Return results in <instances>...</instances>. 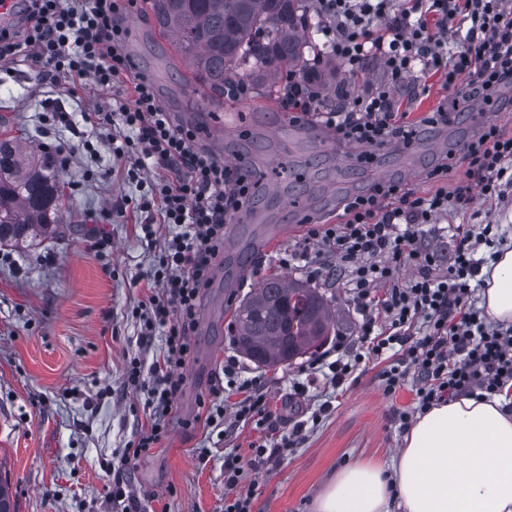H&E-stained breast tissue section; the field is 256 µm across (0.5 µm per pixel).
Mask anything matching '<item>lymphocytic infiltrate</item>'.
I'll use <instances>...</instances> for the list:
<instances>
[{
    "instance_id": "lymphocytic-infiltrate-1",
    "label": "lymphocytic infiltrate",
    "mask_w": 512,
    "mask_h": 512,
    "mask_svg": "<svg viewBox=\"0 0 512 512\" xmlns=\"http://www.w3.org/2000/svg\"><path fill=\"white\" fill-rule=\"evenodd\" d=\"M15 16L0 24V60L32 48V56L51 78L90 81L112 93L109 109L93 117L104 128L113 156L128 160L127 177L148 182L137 204L147 243L159 253L146 275L151 295L132 316L137 340L147 347L157 329L165 346L144 365L132 360L128 386L146 390L142 411L147 427L125 448L108 498L117 512H139L130 490L128 463L155 447L168 431V417L182 388L181 368L191 354L198 306L224 250V226L254 197L253 176L219 158L200 140L199 127L180 121L160 102L150 79L137 72L126 49L123 17L138 0H17ZM328 47L327 56L352 77L367 62H380L384 77L349 86L340 103L326 105L315 75L288 77L281 105L289 120L317 124L338 143L358 146L364 161L371 148L393 141L410 143L420 127L454 122L464 104L492 103L512 87V0H311ZM438 74L454 93L451 105L420 119L402 110L400 93L411 81ZM467 174L484 199L505 201L512 187V135L494 124H480L462 148ZM473 185V186H474ZM471 188V187H470ZM470 188H438L422 194L402 182H380L346 201L333 224H312L306 240L321 242L330 261L318 268L299 248L279 257L280 265H303L309 278L341 277L359 317L354 336L337 337L303 368L295 394H307L320 380L340 388L362 359L380 360L385 395L407 375L418 381L415 413L462 395L486 396L512 385V325L487 322L472 305L471 283L484 259L479 247L502 243L494 224L451 226L453 253L440 270L424 240L437 233L441 217L467 209ZM414 268L405 276V268ZM239 393L233 410L214 402L205 415L210 428L228 420L273 425L261 383L243 377L229 360L215 378L211 396Z\"/></svg>"
}]
</instances>
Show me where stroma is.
<instances>
[{"mask_svg": "<svg viewBox=\"0 0 512 512\" xmlns=\"http://www.w3.org/2000/svg\"><path fill=\"white\" fill-rule=\"evenodd\" d=\"M127 52L147 75L162 104L200 127L203 138L227 128L212 151L236 164L235 151L254 145L247 167L262 174L252 204L232 218L218 258L226 279L202 293L193 353L182 373L181 392L170 414V432L156 448L130 465L131 484L142 512H224V457L238 455L244 485L252 487V512H313L322 485L345 466L381 463L402 446L401 414L415 406L416 383L406 379L385 396L378 361L361 364L356 381L343 390L294 395L293 379L309 357L286 367L240 364L261 378L274 430L237 424L227 436L207 433L201 419L210 405V384L236 355L232 313L243 295L265 276L297 277V270L272 261L278 248L303 239L294 208L304 201L316 219L333 220L345 200L369 189L374 179L401 181L434 190L425 174L438 161L459 153L471 138L472 121L421 128L411 144L376 149L372 164L341 156L335 139L310 138L293 124L279 99L256 94L212 104L201 93L171 37L160 35L150 0H140L124 22ZM105 93L89 88H57L41 66L0 61V134L29 149L57 145L62 210L55 237L28 247L0 245V476L16 496V512H112L106 463H118L127 443L145 422L143 394L127 388V360L151 363L163 345L156 335L149 348L137 342L130 312L147 295L143 281L157 251L140 236L142 217L132 206L142 187L128 182L123 163L107 148L87 152L83 137L97 131L84 113L106 104ZM69 113L79 128L70 133L52 114ZM464 224L493 222L501 236L512 235V201L494 204L474 198L457 216ZM289 227L278 246H265L268 227ZM103 237L95 245V237ZM260 244L246 266L236 263L249 241ZM317 288L332 296L335 332H357L354 303L344 282L320 279ZM328 412H321L323 403ZM306 426L304 437L262 465H254L250 445L260 436L279 440L291 422Z\"/></svg>", "mask_w": 512, "mask_h": 512, "instance_id": "1", "label": "stroma"}]
</instances>
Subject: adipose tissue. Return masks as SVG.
I'll return each mask as SVG.
<instances>
[{
	"label": "adipose tissue",
	"instance_id": "1",
	"mask_svg": "<svg viewBox=\"0 0 512 512\" xmlns=\"http://www.w3.org/2000/svg\"><path fill=\"white\" fill-rule=\"evenodd\" d=\"M481 306L512 325V246L481 271ZM315 512H512V404L466 395L418 416L389 463L331 477Z\"/></svg>",
	"mask_w": 512,
	"mask_h": 512
}]
</instances>
